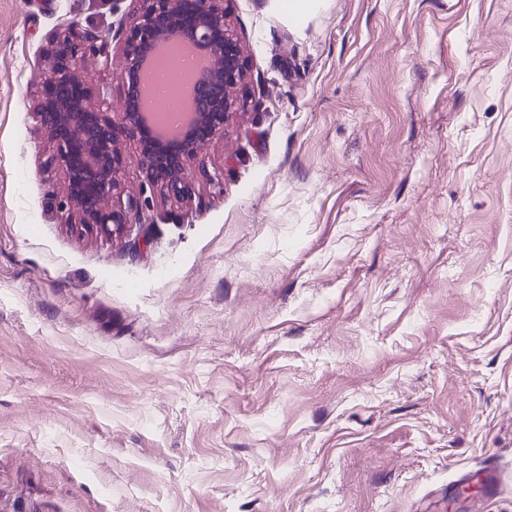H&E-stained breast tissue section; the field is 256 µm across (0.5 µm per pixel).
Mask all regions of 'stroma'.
I'll return each mask as SVG.
<instances>
[{
	"label": "stroma",
	"mask_w": 512,
	"mask_h": 512,
	"mask_svg": "<svg viewBox=\"0 0 512 512\" xmlns=\"http://www.w3.org/2000/svg\"><path fill=\"white\" fill-rule=\"evenodd\" d=\"M141 6L0 0V512H512V0H226L243 101L110 238L36 92L75 21L118 102Z\"/></svg>",
	"instance_id": "obj_1"
}]
</instances>
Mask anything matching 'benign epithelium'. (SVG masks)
<instances>
[{"label":"benign epithelium","mask_w":512,"mask_h":512,"mask_svg":"<svg viewBox=\"0 0 512 512\" xmlns=\"http://www.w3.org/2000/svg\"><path fill=\"white\" fill-rule=\"evenodd\" d=\"M124 31L125 63L119 77L123 96L112 119V103L94 105L96 73L109 68L111 32H79L73 22L68 35L52 41L50 74L40 83L35 114L47 131L53 153L66 176L69 198L79 208L80 224L108 237L122 234L139 210L136 197L115 209L109 204L124 159L122 141L139 149L146 179L176 199L193 192L189 164L215 137L224 135L230 112L240 104L248 63L237 34L225 22L224 0H143ZM177 38L194 44L210 64L195 72L190 91L196 117L184 135L163 143L139 111L141 70L157 42Z\"/></svg>","instance_id":"benign-epithelium-1"}]
</instances>
